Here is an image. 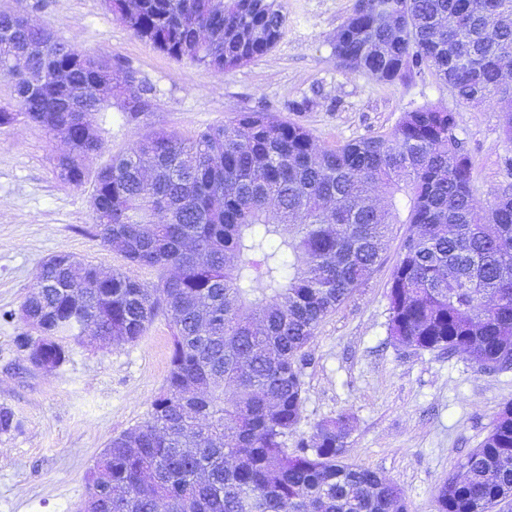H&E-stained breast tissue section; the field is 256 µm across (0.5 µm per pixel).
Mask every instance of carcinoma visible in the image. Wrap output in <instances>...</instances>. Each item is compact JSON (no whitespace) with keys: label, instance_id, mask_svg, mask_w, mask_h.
Returning <instances> with one entry per match:
<instances>
[{"label":"carcinoma","instance_id":"carcinoma-1","mask_svg":"<svg viewBox=\"0 0 512 512\" xmlns=\"http://www.w3.org/2000/svg\"><path fill=\"white\" fill-rule=\"evenodd\" d=\"M133 35L177 61L224 73L271 51L286 0H106ZM40 52L15 71L31 42ZM512 0H354L336 34L339 66L380 82L431 73L459 102L503 114L512 143ZM0 76L23 120L62 137L58 178L85 181L100 153L95 96L122 100L130 121L150 89L53 33L0 12ZM81 91L82 115L65 103ZM456 112L424 105L388 132L320 147L303 126L244 112L185 137L158 130L112 156L91 193L94 231L148 284L121 269L56 255L22 305L39 321L46 358L92 327L102 345L140 339L161 316L169 369L148 417L112 437L78 512H408L378 473L346 464V415L288 447L304 410L308 344L318 324L381 264L399 208L410 231L392 272L389 334L420 350L462 353L481 370H512V189L489 206L471 187ZM19 427L0 406V433ZM438 489L437 512H493L512 497V403Z\"/></svg>","mask_w":512,"mask_h":512}]
</instances>
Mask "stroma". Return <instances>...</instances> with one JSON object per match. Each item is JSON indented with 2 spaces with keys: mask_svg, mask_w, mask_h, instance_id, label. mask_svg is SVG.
I'll return each mask as SVG.
<instances>
[{
  "mask_svg": "<svg viewBox=\"0 0 512 512\" xmlns=\"http://www.w3.org/2000/svg\"><path fill=\"white\" fill-rule=\"evenodd\" d=\"M352 0H287L288 22L266 55L218 74L175 61L134 37L102 0H0L95 56L129 66L151 89V107L129 122L119 106L100 113L104 148L85 163L83 186L63 183L53 158L64 148L42 128L0 126V406L17 430L0 434V512H76L87 476L110 439L143 422L168 370L171 334L156 320L138 342L109 348L74 343L60 367H32L16 345L19 311L41 264L54 255L127 269L151 283L154 272L128 266L92 234L94 178L141 136L174 130L191 137L239 112L264 111L307 128L322 146L392 129L425 104L453 110L481 202L512 184V143L502 114L457 102L428 75L393 84L336 64L331 43ZM408 225H391L380 266L317 327L308 346L306 402L298 434L345 413L351 429L342 460L400 485L408 512H436L439 486L512 402V371L482 372L465 355L447 356L394 342L388 288Z\"/></svg>",
  "mask_w": 512,
  "mask_h": 512,
  "instance_id": "35a3bbf8",
  "label": "stroma"
}]
</instances>
